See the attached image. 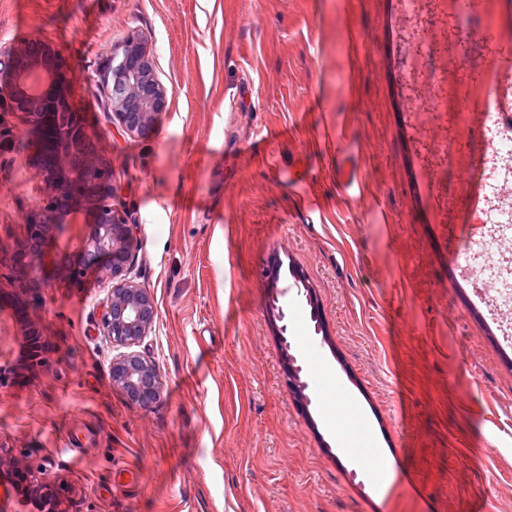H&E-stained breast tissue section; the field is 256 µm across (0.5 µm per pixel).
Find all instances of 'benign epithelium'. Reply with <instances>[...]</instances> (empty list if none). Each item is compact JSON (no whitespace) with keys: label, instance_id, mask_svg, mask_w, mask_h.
Returning a JSON list of instances; mask_svg holds the SVG:
<instances>
[{"label":"benign epithelium","instance_id":"benign-epithelium-1","mask_svg":"<svg viewBox=\"0 0 512 512\" xmlns=\"http://www.w3.org/2000/svg\"><path fill=\"white\" fill-rule=\"evenodd\" d=\"M112 119L134 137H145L157 116L167 109L166 90L156 80L142 38L130 35L120 53L112 56L104 85ZM0 109L18 112L34 130L31 141L34 177L51 193L25 216V235L14 249L16 266L24 273L35 269L53 233L70 217L81 214L89 230L79 238L76 260L61 268L77 284L85 271L98 266L110 288L102 329L120 349L111 375L127 400L147 406L161 392L156 363L132 350L148 336L157 320L154 298L129 280L131 225L112 207L110 165L95 150V136L84 116L73 107L68 64L52 43L34 37L21 46L0 45ZM30 496L18 501L16 512L30 505L48 504L59 512L62 486L27 475Z\"/></svg>","mask_w":512,"mask_h":512}]
</instances>
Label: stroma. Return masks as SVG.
<instances>
[{"instance_id": "35a3bbf8", "label": "stroma", "mask_w": 512, "mask_h": 512, "mask_svg": "<svg viewBox=\"0 0 512 512\" xmlns=\"http://www.w3.org/2000/svg\"><path fill=\"white\" fill-rule=\"evenodd\" d=\"M401 0H0V43L49 39L133 224L130 275L157 305L139 350L159 399L130 404L101 318L100 274L56 272L82 221L30 276L0 260L49 336L42 366L0 384V460L62 483L64 512H512V343L450 278L471 204L512 175L463 135L491 46L449 65L452 11ZM169 106L129 136L100 71L131 34ZM427 54L415 70V51ZM439 98L437 112L420 108ZM21 114L0 111V253L48 195ZM357 177L336 180V157ZM323 371H315L314 363ZM300 376H293L294 366ZM350 399L374 469L327 414Z\"/></svg>"}]
</instances>
